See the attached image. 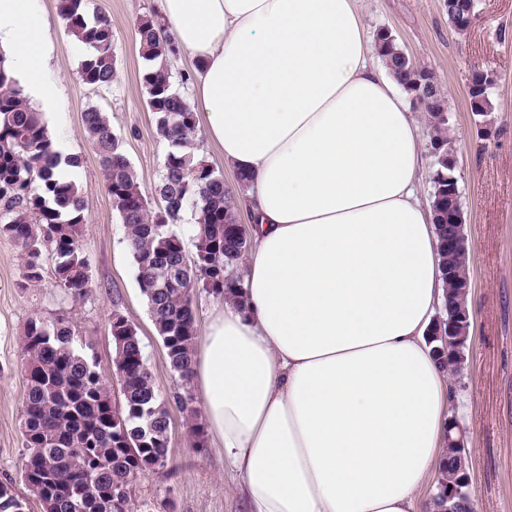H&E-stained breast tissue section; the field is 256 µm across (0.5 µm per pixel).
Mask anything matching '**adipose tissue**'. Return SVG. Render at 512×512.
I'll return each instance as SVG.
<instances>
[{"mask_svg":"<svg viewBox=\"0 0 512 512\" xmlns=\"http://www.w3.org/2000/svg\"><path fill=\"white\" fill-rule=\"evenodd\" d=\"M359 0H158L204 138L250 178L243 297L207 316L189 386L246 512H418L454 390L406 94ZM40 0H0V56L53 109Z\"/></svg>","mask_w":512,"mask_h":512,"instance_id":"obj_1","label":"adipose tissue"}]
</instances>
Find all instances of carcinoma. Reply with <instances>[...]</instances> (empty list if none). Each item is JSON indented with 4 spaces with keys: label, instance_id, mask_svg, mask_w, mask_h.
<instances>
[{
    "label": "carcinoma",
    "instance_id": "cac0c4a2",
    "mask_svg": "<svg viewBox=\"0 0 512 512\" xmlns=\"http://www.w3.org/2000/svg\"><path fill=\"white\" fill-rule=\"evenodd\" d=\"M470 0H445L448 22L459 33V21ZM68 32L91 49L82 61V81L106 89L117 78L112 25L104 15L89 16L86 0H59ZM157 13L141 17L134 29L146 66L141 81L146 104L160 136L167 141L161 180L155 192L163 206L153 212L145 190L112 132L105 112L83 113V126L101 168L105 189L119 212L126 245L138 269V282L149 315L161 338L171 370L188 384L197 336L191 293L239 298L237 273L251 248L249 225L240 221L238 197L224 177L194 148L197 113L187 96L173 85L170 61L178 49L160 35ZM375 42L385 67L405 93L420 101L431 128L430 201L446 290L443 319L462 303L459 282L469 278L470 251L457 252L455 274L448 275V225L460 222L450 191L458 183L455 160L448 150V99L436 74L404 52L392 33L379 29ZM471 112L486 117L494 111L493 90L486 74L475 72L468 82ZM75 167V157L54 150L43 113L31 104L0 58V237L15 242L22 256L21 287L40 285L42 259L54 261L55 285L74 297L92 287L90 258L83 248L86 205L78 185L57 178L60 161ZM190 211L194 252L187 254L182 235L171 225ZM114 365L120 370L122 406L112 384L97 370L91 346L77 340L66 319L30 318L21 344L27 357L23 437L26 456L22 480L41 512H133L135 479L168 466L169 415L146 366L137 328L115 311L109 320ZM191 419L195 446H205L194 398L180 397ZM458 443L449 441L438 470L432 504L448 506V479L457 464ZM11 487L0 483V512H24Z\"/></svg>",
    "mask_w": 512,
    "mask_h": 512
}]
</instances>
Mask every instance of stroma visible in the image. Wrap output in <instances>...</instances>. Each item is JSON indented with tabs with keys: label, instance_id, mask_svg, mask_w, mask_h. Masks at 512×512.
Segmentation results:
<instances>
[{
	"label": "stroma",
	"instance_id": "1",
	"mask_svg": "<svg viewBox=\"0 0 512 512\" xmlns=\"http://www.w3.org/2000/svg\"><path fill=\"white\" fill-rule=\"evenodd\" d=\"M40 5L53 43L46 78L60 91L55 111L45 120L53 141L79 160L67 176L86 202L83 247L91 257L93 286L84 297L72 298L56 287L48 260L41 285L21 287L20 252L0 237V482L12 481L16 494L25 492L20 338L28 319L36 314L68 319L80 340L92 345L99 371L112 382L108 324L117 311L136 326L170 415L171 467L134 482L135 504L141 512H244L223 456L194 445L187 413L177 401L182 382L171 371L150 319L125 228L83 127L87 108L107 113L151 204H158L155 187L168 146L146 105L140 82L144 61L134 40L137 20L155 11V0H88L89 14H104L112 23L118 62L116 82L99 91L80 78L89 49L69 35L58 0H40ZM360 9L369 33L390 29L418 65L435 72L448 96L449 142L465 231L473 243L471 326L452 412L465 434L476 512H512V0H475L472 24L462 34L449 25L443 0H361ZM476 71L497 80L493 123L486 131L469 106L467 84Z\"/></svg>",
	"mask_w": 512,
	"mask_h": 512
}]
</instances>
